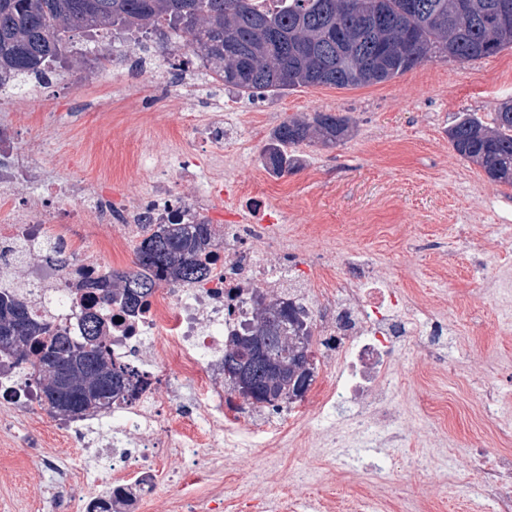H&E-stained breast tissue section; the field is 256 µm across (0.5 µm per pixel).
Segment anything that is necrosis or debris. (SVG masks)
Segmentation results:
<instances>
[{
    "mask_svg": "<svg viewBox=\"0 0 512 512\" xmlns=\"http://www.w3.org/2000/svg\"><path fill=\"white\" fill-rule=\"evenodd\" d=\"M45 144L40 138L21 146L17 129L0 123V200L12 205L9 221L0 225V290L76 341L84 313L100 312L111 360L131 364L140 377L132 402L54 419L56 436L94 454L77 471L60 467L50 453L36 454L44 468L66 482L124 489L135 500L156 488L159 475L175 477L182 512H197L200 449L271 448L312 416L376 424L390 443L405 436L386 375L407 341L430 354L439 350L448 334L443 318L418 320L412 301L398 300L363 262L349 264L335 290L300 289L284 261L288 241L264 200L239 197L230 201L233 216L216 227L207 279L165 281L142 312L122 315L81 286L84 277L111 274L104 251L113 225H124L129 240L175 216L206 224L208 196L186 198L159 180L149 199L118 203L81 182L45 181L35 175ZM23 186L27 195L16 197ZM259 287L293 301L324 349L325 366L336 371L304 404L282 407L274 417L230 399L224 388V349L251 322ZM194 379L199 386L192 400L182 401L181 384ZM39 405L35 378L0 359V409L23 414Z\"/></svg>",
    "mask_w": 512,
    "mask_h": 512,
    "instance_id": "necrosis-or-debris-1",
    "label": "necrosis or debris"
}]
</instances>
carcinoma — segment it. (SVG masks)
<instances>
[{"label": "carcinoma", "instance_id": "1", "mask_svg": "<svg viewBox=\"0 0 512 512\" xmlns=\"http://www.w3.org/2000/svg\"><path fill=\"white\" fill-rule=\"evenodd\" d=\"M167 27L180 47L209 64L212 80L238 93L297 87H358L390 81L425 60L488 58L512 47V0H0V89L42 79L71 54L67 37L89 32L151 34ZM348 118L332 112L282 122L262 150L277 175L299 165L288 149L343 140ZM448 142L487 177L512 186V102L492 123L470 112L448 127ZM210 224L176 219L140 241L136 269L89 278L105 302L136 313L162 282L193 283L208 273ZM143 284L130 287L131 281ZM36 354L47 409L77 416L135 397L132 371L113 362L103 321L88 313L82 341L38 319L0 292V357L21 365ZM310 336L300 312L280 298L258 303L253 322L224 350L228 394L255 408L302 398L314 380Z\"/></svg>", "mask_w": 512, "mask_h": 512}]
</instances>
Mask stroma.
Segmentation results:
<instances>
[{"label":"stroma","mask_w":512,"mask_h":512,"mask_svg":"<svg viewBox=\"0 0 512 512\" xmlns=\"http://www.w3.org/2000/svg\"><path fill=\"white\" fill-rule=\"evenodd\" d=\"M126 48L146 58L148 72H105L83 83L84 66L66 65L51 84L32 81L0 99V122L20 123L27 138L43 133L46 115L63 114L39 159L43 174L147 197L155 179L138 157L166 162L204 120L205 104H220L217 177L284 216L291 257L333 255L307 269V285L334 287L344 258L357 254L420 311L455 327L440 355L410 341L393 367L391 401L409 428L400 446L314 419L284 448L203 451L204 492L221 495L220 512H287L291 494L310 497L315 512H361L368 498L380 512H492L483 475L468 459L480 444L512 456V441L495 432L512 419L504 405L512 399V304L495 298L500 281H512V187L454 152L447 129L461 112L491 122L512 99V47L468 63L435 58L387 82L254 96L201 71L181 86L163 65L168 49L159 40ZM76 94L97 103L92 117H69ZM316 112L348 117V135L333 146L293 147L299 167L269 174L261 152L273 130ZM52 419L44 410L0 426V512H54L56 498L87 494L79 484H56L14 441L23 433L50 439ZM258 468L273 475L260 492L251 483Z\"/></svg>","instance_id":"1"}]
</instances>
